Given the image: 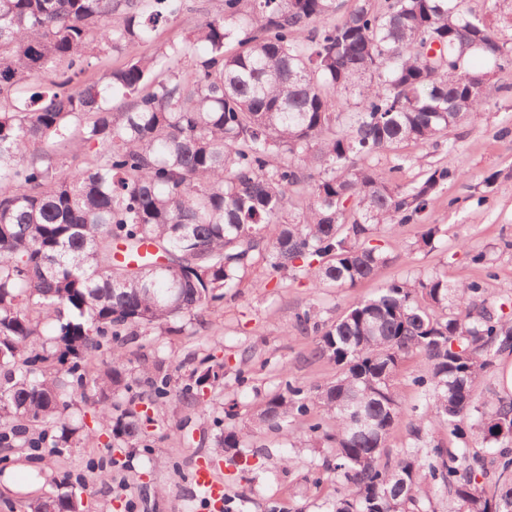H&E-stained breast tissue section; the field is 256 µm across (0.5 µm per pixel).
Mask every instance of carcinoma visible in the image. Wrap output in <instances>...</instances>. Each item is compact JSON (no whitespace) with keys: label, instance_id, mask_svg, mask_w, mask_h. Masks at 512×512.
Instances as JSON below:
<instances>
[{"label":"carcinoma","instance_id":"carcinoma-1","mask_svg":"<svg viewBox=\"0 0 512 512\" xmlns=\"http://www.w3.org/2000/svg\"><path fill=\"white\" fill-rule=\"evenodd\" d=\"M219 2L147 58L140 47L184 0H0V446L69 447L86 427L77 397L113 436H139L141 417L121 408L130 383L116 342L180 330L259 261L314 287L377 276L379 228L416 221L457 172L431 169L402 191L368 160L433 143L480 111L492 85L474 56L512 66V34L467 0ZM427 35L458 64L428 66ZM106 50L125 65L87 82ZM296 323L339 374L312 391L285 382L255 420L284 431L323 408L309 432L330 449L329 512H426L429 479L460 512H512V399L476 402L512 353V320L484 289L437 274L394 281L331 323L312 309ZM413 352L422 412L393 464L392 381ZM223 369L202 358L185 392L198 400ZM168 383L147 381L149 404ZM431 420L463 445L428 438ZM241 442L231 425L217 446ZM53 508L79 512L65 494L29 503Z\"/></svg>","mask_w":512,"mask_h":512}]
</instances>
